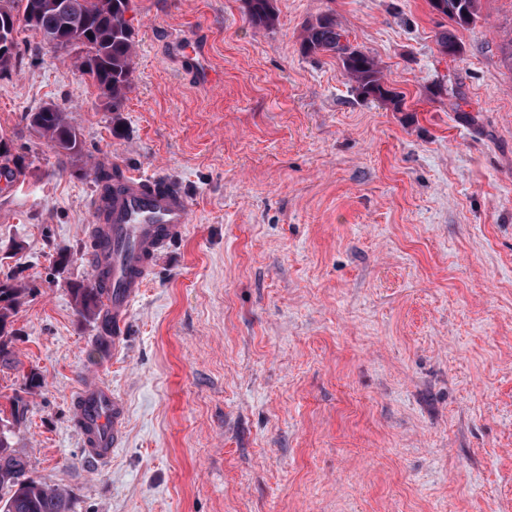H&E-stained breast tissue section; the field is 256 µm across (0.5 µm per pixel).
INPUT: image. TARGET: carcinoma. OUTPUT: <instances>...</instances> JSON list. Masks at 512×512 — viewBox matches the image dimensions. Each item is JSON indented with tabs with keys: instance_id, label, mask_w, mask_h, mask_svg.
Returning a JSON list of instances; mask_svg holds the SVG:
<instances>
[{
	"instance_id": "carcinoma-1",
	"label": "carcinoma",
	"mask_w": 512,
	"mask_h": 512,
	"mask_svg": "<svg viewBox=\"0 0 512 512\" xmlns=\"http://www.w3.org/2000/svg\"><path fill=\"white\" fill-rule=\"evenodd\" d=\"M24 4L23 20L41 43L60 55L72 56L99 91L105 107L119 112L133 84L135 41L126 14L130 0H66L68 9L57 8L59 0H19ZM436 12L464 26L477 16V0H429ZM252 25L269 27L276 14L273 0H244ZM17 15L14 8L0 4V72H7L19 55ZM345 31L330 14L319 16L305 27L302 49L306 53L329 51L339 58L343 73L356 83V90L402 111L403 95L386 85L377 62L354 46H340ZM24 120L65 159L83 153V144L68 117V110L55 103L27 112ZM31 166L26 157L15 154L9 142L0 138V176L10 183ZM28 288L12 278L0 280V365L16 364L13 341L16 336L10 317ZM78 312L95 315L101 311L103 289L90 278L70 289ZM44 380L35 371L24 377L23 386L9 398L10 418L0 416V512H70L67 495L49 488L29 475L25 457L11 446L14 425L26 416L25 395L41 388Z\"/></svg>"
}]
</instances>
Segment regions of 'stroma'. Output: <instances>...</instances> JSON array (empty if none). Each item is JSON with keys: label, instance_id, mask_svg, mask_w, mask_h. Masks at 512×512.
<instances>
[{"label": "stroma", "instance_id": "35a3bbf8", "mask_svg": "<svg viewBox=\"0 0 512 512\" xmlns=\"http://www.w3.org/2000/svg\"><path fill=\"white\" fill-rule=\"evenodd\" d=\"M133 0L134 85L108 111L88 76L19 27L0 133L32 165L0 180V280L30 371L14 448L71 512H512V0L460 26L428 0ZM333 13L402 111L363 98L335 54L305 53ZM462 51L441 54L442 32ZM198 34L222 82L179 41ZM69 108L84 153L59 164L24 121ZM188 198L119 350L69 293L98 169ZM70 262L58 268L59 251ZM99 378L127 407L108 462L73 398ZM273 0H244L246 13L252 25L272 26L276 19Z\"/></svg>", "mask_w": 512, "mask_h": 512}]
</instances>
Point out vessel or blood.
Masks as SVG:
<instances>
[{
  "label": "vessel or blood",
  "instance_id": "b4317fda",
  "mask_svg": "<svg viewBox=\"0 0 512 512\" xmlns=\"http://www.w3.org/2000/svg\"><path fill=\"white\" fill-rule=\"evenodd\" d=\"M149 179L127 175L108 201L92 198L100 233L94 274L104 275L102 307L112 317V342L120 344L133 300L150 275L155 257L183 236L190 222L187 198L173 186L149 192ZM78 430L88 455L108 460L118 447L126 423L124 401L102 382L83 385L75 399Z\"/></svg>",
  "mask_w": 512,
  "mask_h": 512
}]
</instances>
